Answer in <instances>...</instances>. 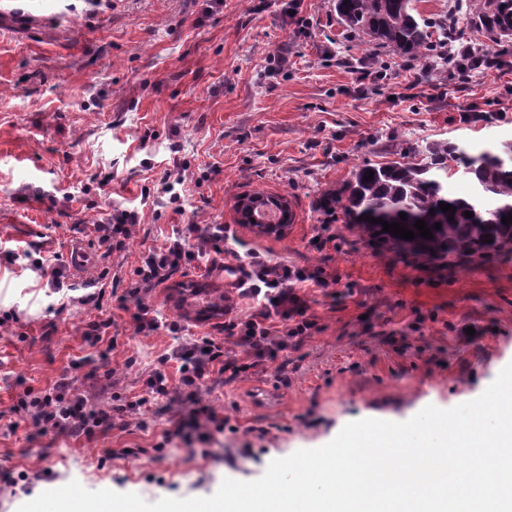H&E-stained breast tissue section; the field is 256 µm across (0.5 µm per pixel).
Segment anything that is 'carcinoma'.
<instances>
[{
  "label": "carcinoma",
  "instance_id": "carcinoma-1",
  "mask_svg": "<svg viewBox=\"0 0 512 512\" xmlns=\"http://www.w3.org/2000/svg\"><path fill=\"white\" fill-rule=\"evenodd\" d=\"M414 0H333L340 24L350 33H362L368 44L391 48L409 60H423L433 70L444 72L448 64L461 65L460 59L442 51L452 45V16L427 23L413 7ZM470 22L497 38L512 35V0H470ZM373 172L371 180H364ZM460 176L471 185L464 196L448 193V179ZM276 199L263 192L246 197L247 206H255L254 223H260V210ZM283 202V199L276 200ZM450 204L455 212H444L439 203ZM321 208L331 214L342 211L347 223L355 225L365 240L385 248L407 253L419 260L438 256L472 257L488 249H512V224L497 220L512 213V140L482 147H462L450 141H432L424 145L406 143L398 157L382 164H364L353 168L350 179L339 189L323 194ZM435 214H430V209ZM473 217L467 218L464 212ZM406 213L400 220L399 213ZM453 219H448V216ZM364 220H358V217ZM390 223L402 222L415 237L406 240L383 231L382 224L366 217ZM422 219L431 228L433 238L420 237L414 223ZM441 228H434L435 224Z\"/></svg>",
  "mask_w": 512,
  "mask_h": 512
}]
</instances>
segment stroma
<instances>
[{"label":"stroma","instance_id":"35a3bbf8","mask_svg":"<svg viewBox=\"0 0 512 512\" xmlns=\"http://www.w3.org/2000/svg\"><path fill=\"white\" fill-rule=\"evenodd\" d=\"M454 38L504 67L440 75L370 55L332 0H302L295 17L287 0H0V248L41 252L99 297L61 308L49 271L0 262V307L20 314L0 327V512L73 480L150 503L208 497L349 422L474 400L512 363V250L423 262L368 244L319 207L392 145L512 139V36L490 40L461 18ZM472 112L483 121L466 122ZM255 191L288 198L295 220L282 234L239 223V199ZM121 209L141 222L108 256L93 226ZM330 222L338 239L323 248L316 237ZM190 224L226 226L224 265L258 252L323 269L332 286L306 292L319 332L211 383L203 402L231 428L208 441L155 452L178 420L162 399L89 440L40 433L17 397L60 376L101 388L109 367L121 396H143L176 340L163 328L136 334L121 299L143 255ZM75 249L84 267H72ZM223 267L176 273L145 300L186 334L223 339V311L192 304L200 289L233 297ZM107 318L108 340L86 336Z\"/></svg>","mask_w":512,"mask_h":512}]
</instances>
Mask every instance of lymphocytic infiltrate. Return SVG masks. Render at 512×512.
<instances>
[{"label":"lymphocytic infiltrate","instance_id":"f902f5d3","mask_svg":"<svg viewBox=\"0 0 512 512\" xmlns=\"http://www.w3.org/2000/svg\"><path fill=\"white\" fill-rule=\"evenodd\" d=\"M223 241V225H190L188 234H176L163 247L149 250L136 270L137 286L129 291L134 300L131 320L136 333L148 336L164 326L178 338L170 352L160 357V369L144 381L147 397L176 401L183 407L175 429L162 437L166 444L177 437H189L194 431L223 432L227 419L202 404L200 395L207 382L227 373L238 376L241 367L213 339L183 337V328L175 321L161 324L157 311L142 300L141 294L164 284L177 272L196 267L211 255L221 254ZM329 285L322 269L298 268L253 256L236 286L241 297L252 301L255 311L248 317L225 321L224 335L256 361L274 359L280 351L298 346L319 330L317 320L307 314L300 289ZM171 362L176 365L172 376L163 370L164 365ZM138 407V402L124 401L100 408L95 395L74 388L65 376L47 389L25 390L18 400L19 411L41 431L75 439L92 437L112 416H129Z\"/></svg>","mask_w":512,"mask_h":512}]
</instances>
